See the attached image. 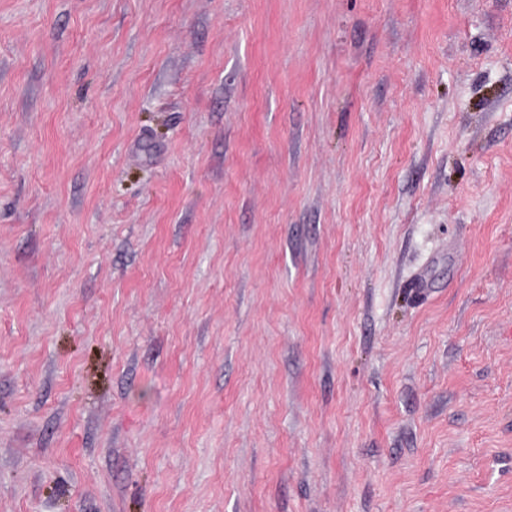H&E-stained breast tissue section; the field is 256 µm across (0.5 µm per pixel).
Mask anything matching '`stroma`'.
<instances>
[{
	"instance_id": "stroma-1",
	"label": "stroma",
	"mask_w": 512,
	"mask_h": 512,
	"mask_svg": "<svg viewBox=\"0 0 512 512\" xmlns=\"http://www.w3.org/2000/svg\"><path fill=\"white\" fill-rule=\"evenodd\" d=\"M0 512H512V0H0Z\"/></svg>"
}]
</instances>
